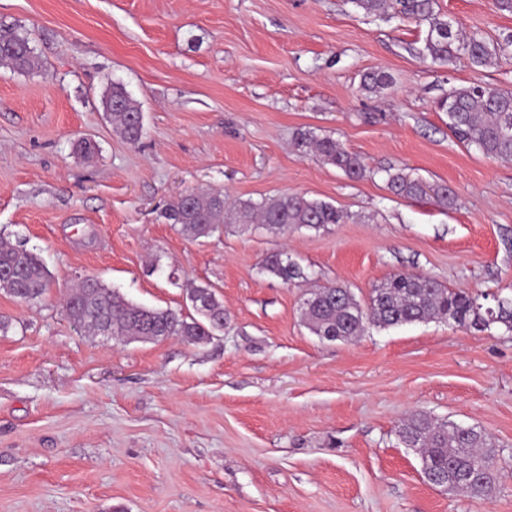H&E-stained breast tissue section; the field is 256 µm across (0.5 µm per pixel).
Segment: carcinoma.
<instances>
[{"label":"carcinoma","instance_id":"cac0c4a2","mask_svg":"<svg viewBox=\"0 0 512 512\" xmlns=\"http://www.w3.org/2000/svg\"><path fill=\"white\" fill-rule=\"evenodd\" d=\"M367 17L413 19L428 24L420 57L440 67L451 68L467 58L472 65L495 64L506 47H490L483 37H466L435 11V0H351ZM37 57L28 38L11 25L0 24V64L18 72H28ZM389 85L381 71L363 75L360 89L375 93ZM101 102L116 131L134 146L145 135L140 103L120 81H110ZM439 110L448 114V130L459 142L476 148L490 159H512V89L486 88L480 85L452 87L438 101ZM297 145L308 148L315 158L342 170L351 178L365 171L361 158L346 150L331 137L318 138L304 133ZM387 185L402 198L412 199L424 193L423 184L399 172L385 170ZM165 218L191 240L211 237L234 226L252 227L278 237L290 228L325 229L342 223L347 215L335 205L304 194L281 193L259 201L229 203L219 191L193 193L171 204ZM261 270L285 284L305 279L307 274L288 254L274 251L264 258ZM51 285V274L39 253L0 241V291L20 302L41 299ZM188 296L199 318H187L171 309L137 305L119 289L101 281L83 280L63 304L67 317L79 328L114 339L165 340L179 336L200 346L210 342L220 327L229 324L224 304L207 286H193ZM478 297L446 288L430 277L397 273L372 288L368 302L361 304L350 288L334 283L318 285L304 299L302 318L313 334L327 341H349L370 326L393 328L432 319L474 327L480 331L500 324L512 332V301L502 300L497 311L481 313ZM402 441L419 451L421 472L448 475V491L474 499H487L496 490L500 478L495 444L489 436L475 430L462 433L456 425L416 413L398 425Z\"/></svg>","mask_w":512,"mask_h":512}]
</instances>
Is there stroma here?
Here are the masks:
<instances>
[{"label":"stroma","mask_w":512,"mask_h":512,"mask_svg":"<svg viewBox=\"0 0 512 512\" xmlns=\"http://www.w3.org/2000/svg\"><path fill=\"white\" fill-rule=\"evenodd\" d=\"M436 9L512 41L494 0ZM0 23L38 55L26 73L0 66V238L53 276L39 301L0 293V512H512V333L434 319L322 341L300 317L307 283L259 270L280 250L362 301L399 272L512 299V161L458 143L436 107L453 86L512 88V50L448 70L417 54L427 24L349 0H0ZM377 69L391 86L360 91ZM111 80L141 105L138 145L103 112ZM307 131L359 155L364 176L299 150ZM82 137L96 157L75 153ZM390 170L429 194L395 196ZM209 190L298 192L348 218L188 239L164 212ZM87 277L186 315V285L209 287L230 325L197 347L84 333L62 302ZM419 411L492 438L490 498L424 480L397 433Z\"/></svg>","instance_id":"stroma-1"}]
</instances>
